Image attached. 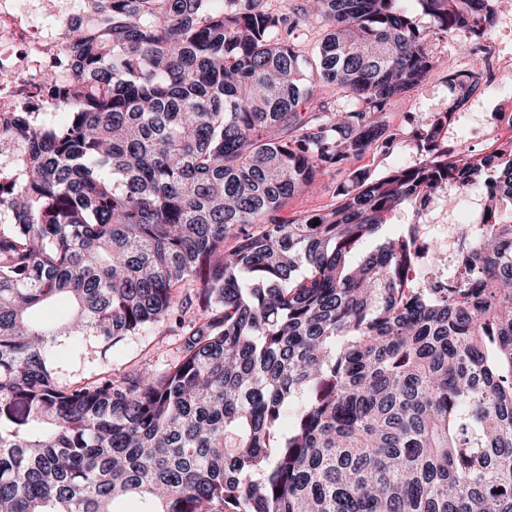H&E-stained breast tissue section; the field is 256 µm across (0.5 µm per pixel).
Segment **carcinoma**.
<instances>
[{
	"label": "carcinoma",
	"mask_w": 512,
	"mask_h": 512,
	"mask_svg": "<svg viewBox=\"0 0 512 512\" xmlns=\"http://www.w3.org/2000/svg\"><path fill=\"white\" fill-rule=\"evenodd\" d=\"M94 2L64 112L0 115V512H512V140L441 147L480 75H448L419 166L280 217L390 148L392 102L448 68L431 35L467 50L503 0H417L430 33L408 0ZM475 186L459 282L412 281L392 216ZM157 331L164 367L63 381L87 337Z\"/></svg>",
	"instance_id": "cac0c4a2"
}]
</instances>
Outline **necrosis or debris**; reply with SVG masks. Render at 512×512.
<instances>
[{
  "instance_id": "1",
  "label": "necrosis or debris",
  "mask_w": 512,
  "mask_h": 512,
  "mask_svg": "<svg viewBox=\"0 0 512 512\" xmlns=\"http://www.w3.org/2000/svg\"><path fill=\"white\" fill-rule=\"evenodd\" d=\"M89 0H55L53 10L41 0H0V113L43 112L47 109V76L61 83L72 74L62 52L68 42L71 21L88 15ZM467 227L449 224L440 242L448 253V265L433 270L422 265V282H448L457 274Z\"/></svg>"
}]
</instances>
